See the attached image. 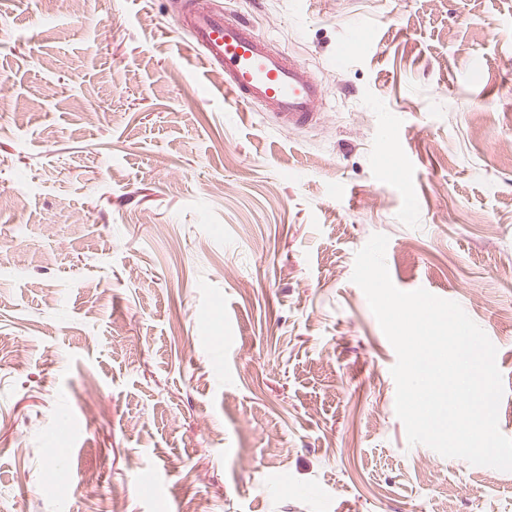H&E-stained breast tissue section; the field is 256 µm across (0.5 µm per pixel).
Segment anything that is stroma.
<instances>
[{"label": "stroma", "mask_w": 512, "mask_h": 512, "mask_svg": "<svg viewBox=\"0 0 512 512\" xmlns=\"http://www.w3.org/2000/svg\"><path fill=\"white\" fill-rule=\"evenodd\" d=\"M191 7L306 63L315 125L228 106L179 0H0V512H512L409 445L351 280L379 233L459 303L512 438V0Z\"/></svg>", "instance_id": "obj_1"}]
</instances>
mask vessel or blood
<instances>
[{"instance_id": "obj_1", "label": "vessel or blood", "mask_w": 512, "mask_h": 512, "mask_svg": "<svg viewBox=\"0 0 512 512\" xmlns=\"http://www.w3.org/2000/svg\"><path fill=\"white\" fill-rule=\"evenodd\" d=\"M189 27L206 68L224 74L229 102L255 105L288 127L313 125L323 91L300 61L271 48L245 21L213 10L193 13Z\"/></svg>"}]
</instances>
